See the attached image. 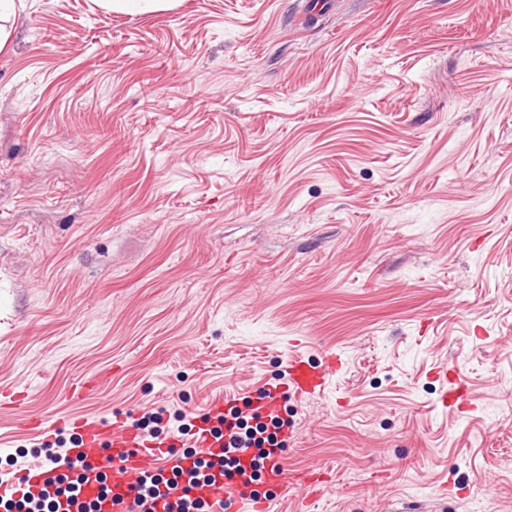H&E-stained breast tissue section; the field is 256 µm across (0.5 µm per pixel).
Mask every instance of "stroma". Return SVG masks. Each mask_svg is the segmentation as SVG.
<instances>
[{"mask_svg":"<svg viewBox=\"0 0 512 512\" xmlns=\"http://www.w3.org/2000/svg\"><path fill=\"white\" fill-rule=\"evenodd\" d=\"M16 7L0 457L33 416L197 417L333 353L281 454L327 480L276 512H512V0ZM112 11L136 14L143 12H165L178 5L177 0H106ZM438 376L445 379L441 397L442 405L449 410H459L462 407L470 408L469 388L456 371L448 367V370H440Z\"/></svg>","mask_w":512,"mask_h":512,"instance_id":"stroma-1","label":"stroma"}]
</instances>
